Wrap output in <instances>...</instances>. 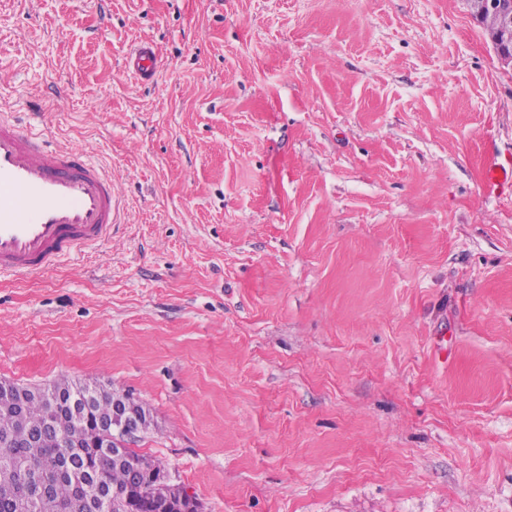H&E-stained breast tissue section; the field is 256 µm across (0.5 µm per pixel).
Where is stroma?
Masks as SVG:
<instances>
[{
    "label": "stroma",
    "instance_id": "1",
    "mask_svg": "<svg viewBox=\"0 0 512 512\" xmlns=\"http://www.w3.org/2000/svg\"><path fill=\"white\" fill-rule=\"evenodd\" d=\"M33 105L124 219L0 274V378L128 393L204 512H512V62L466 0H0ZM125 68L139 81L154 80L159 71L156 49L148 45L134 47L126 57ZM512 187V163H501L497 157L489 151L483 176V189L491 195L503 189Z\"/></svg>",
    "mask_w": 512,
    "mask_h": 512
}]
</instances>
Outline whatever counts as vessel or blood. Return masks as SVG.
I'll use <instances>...</instances> for the list:
<instances>
[{
    "label": "vessel or blood",
    "mask_w": 512,
    "mask_h": 512,
    "mask_svg": "<svg viewBox=\"0 0 512 512\" xmlns=\"http://www.w3.org/2000/svg\"><path fill=\"white\" fill-rule=\"evenodd\" d=\"M125 67L137 80H154L158 55L139 45ZM40 115L0 119V273L37 276L62 256L98 242L121 220L112 178L76 151L50 143L35 131ZM512 187V163L488 155L483 189Z\"/></svg>",
    "instance_id": "obj_1"
}]
</instances>
